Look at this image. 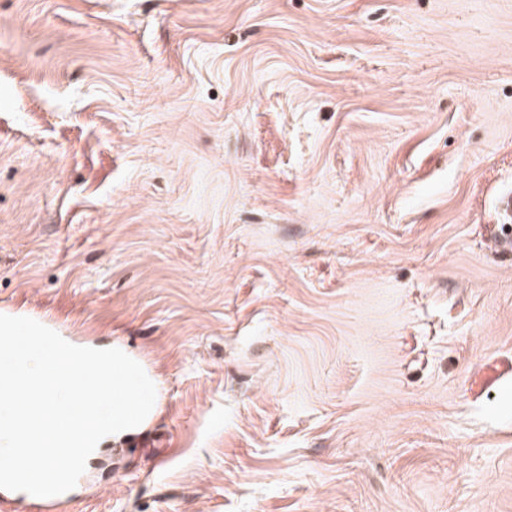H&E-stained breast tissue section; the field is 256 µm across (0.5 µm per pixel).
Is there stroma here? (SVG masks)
<instances>
[{
    "label": "stroma",
    "mask_w": 512,
    "mask_h": 512,
    "mask_svg": "<svg viewBox=\"0 0 512 512\" xmlns=\"http://www.w3.org/2000/svg\"><path fill=\"white\" fill-rule=\"evenodd\" d=\"M512 0H0V311L157 411L59 512H512Z\"/></svg>",
    "instance_id": "1"
}]
</instances>
